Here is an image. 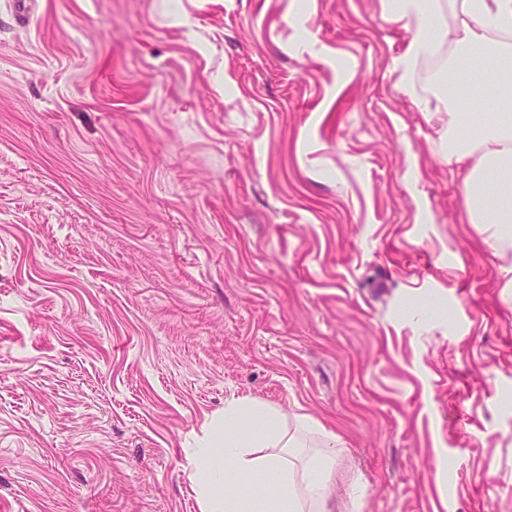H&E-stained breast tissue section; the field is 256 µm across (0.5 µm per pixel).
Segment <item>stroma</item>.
<instances>
[{"mask_svg": "<svg viewBox=\"0 0 512 512\" xmlns=\"http://www.w3.org/2000/svg\"><path fill=\"white\" fill-rule=\"evenodd\" d=\"M389 4L0 0V512H199L234 396L334 512H512V251Z\"/></svg>", "mask_w": 512, "mask_h": 512, "instance_id": "stroma-1", "label": "stroma"}]
</instances>
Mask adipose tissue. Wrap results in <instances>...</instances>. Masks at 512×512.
Returning a JSON list of instances; mask_svg holds the SVG:
<instances>
[{"instance_id":"ef3b65f1","label":"adipose tissue","mask_w":512,"mask_h":512,"mask_svg":"<svg viewBox=\"0 0 512 512\" xmlns=\"http://www.w3.org/2000/svg\"><path fill=\"white\" fill-rule=\"evenodd\" d=\"M444 11L453 19L451 71L465 85L486 77L484 93L511 103L512 0H396L395 15L414 28L408 66L430 51ZM457 97L448 87L436 105L448 117L440 136L444 156L463 176L470 223L492 225L495 245L512 251V113L477 121L458 111ZM474 122L481 132L472 138L465 130ZM312 428L307 415L290 421L262 403L227 401L197 454L201 512H333L336 464L300 443Z\"/></svg>"}]
</instances>
